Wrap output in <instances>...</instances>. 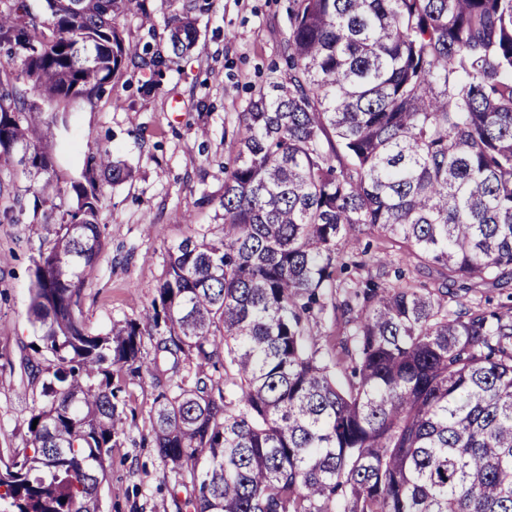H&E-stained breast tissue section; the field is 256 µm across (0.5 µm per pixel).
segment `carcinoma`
Wrapping results in <instances>:
<instances>
[{"label":"carcinoma","instance_id":"obj_1","mask_svg":"<svg viewBox=\"0 0 512 512\" xmlns=\"http://www.w3.org/2000/svg\"><path fill=\"white\" fill-rule=\"evenodd\" d=\"M0 1V166L28 180L0 223L35 227L29 313L53 357L21 358L46 379L0 452L4 512H100L124 369L164 384L153 443L192 512H512V315L446 291L512 276V0H290L288 82L242 115L222 235L193 230L140 316L96 335L97 186L131 170L102 149L61 186L58 122L130 65L155 90L204 7L173 18L165 59L120 29L130 12L154 27L149 0ZM365 235L441 287L345 281ZM329 306L347 326L332 360L313 329ZM145 336L171 367L143 360Z\"/></svg>","mask_w":512,"mask_h":512}]
</instances>
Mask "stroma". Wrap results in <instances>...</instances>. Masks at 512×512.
Here are the masks:
<instances>
[{
    "label": "stroma",
    "mask_w": 512,
    "mask_h": 512,
    "mask_svg": "<svg viewBox=\"0 0 512 512\" xmlns=\"http://www.w3.org/2000/svg\"><path fill=\"white\" fill-rule=\"evenodd\" d=\"M149 5L153 28L134 13L121 17L120 28L126 41L163 53L183 0ZM198 27V49L164 70L153 92L140 93L139 73L123 69L100 97L74 107L52 145L64 181L80 179L87 158L105 147L132 169L125 182L103 181L97 191L105 250L81 305L92 333L138 317L165 276L169 248L191 228L220 234L224 168L236 154L239 119L254 90L288 79L281 50L288 0H208ZM186 212L192 224L181 222ZM37 246L29 224H0V449L22 445L40 393L20 369L37 338L28 314ZM116 382L126 418L99 485L101 512H186L187 491L150 443L159 386L146 373H122Z\"/></svg>",
    "instance_id": "1"
}]
</instances>
